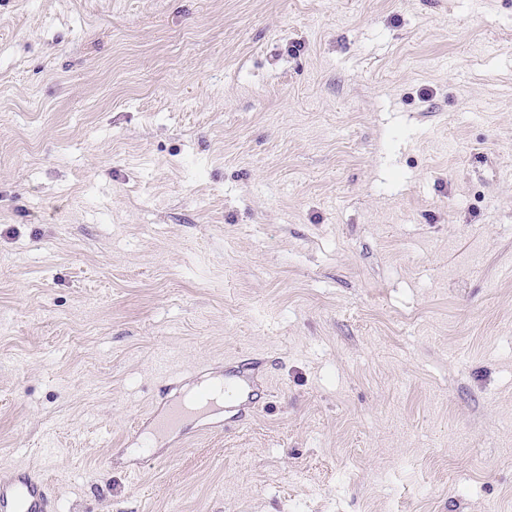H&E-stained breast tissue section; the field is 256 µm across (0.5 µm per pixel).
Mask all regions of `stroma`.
<instances>
[{"mask_svg":"<svg viewBox=\"0 0 512 512\" xmlns=\"http://www.w3.org/2000/svg\"><path fill=\"white\" fill-rule=\"evenodd\" d=\"M241 352L247 425L144 447ZM17 466L57 512H512V0H0ZM262 359L255 355H235L224 362V376L215 375L206 365L199 367L200 381L194 391H184L177 378H169L159 388L160 401L156 400L148 414L134 426L148 439L164 440L174 435H186L185 423L215 405L217 394L225 395L224 414L233 413L224 424L207 432H224L231 423H245L259 408L261 399L270 395L267 385L259 377ZM213 374V375H211ZM218 381H215V380Z\"/></svg>","mask_w":512,"mask_h":512,"instance_id":"obj_1","label":"stroma"}]
</instances>
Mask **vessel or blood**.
Masks as SVG:
<instances>
[{
	"mask_svg": "<svg viewBox=\"0 0 512 512\" xmlns=\"http://www.w3.org/2000/svg\"><path fill=\"white\" fill-rule=\"evenodd\" d=\"M260 358L236 355L224 362V374L214 377L208 367H200L195 390H183L171 378L159 388V399L136 426L147 438L159 441L184 432L185 423L214 405L216 395H224L225 412L232 422L245 423L269 394L259 376ZM0 512H56V503L46 479L38 472L21 469L0 479Z\"/></svg>",
	"mask_w": 512,
	"mask_h": 512,
	"instance_id": "obj_1",
	"label": "vessel or blood"
}]
</instances>
